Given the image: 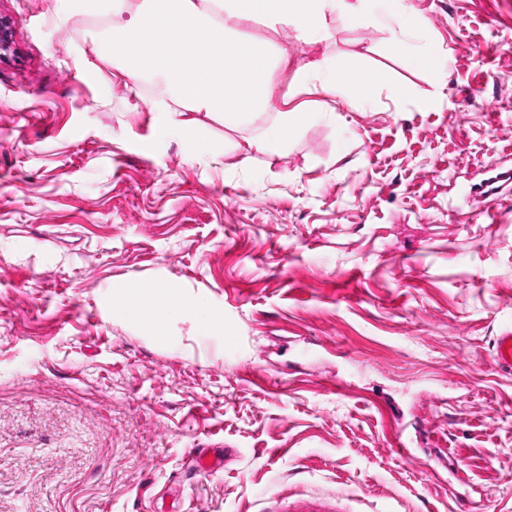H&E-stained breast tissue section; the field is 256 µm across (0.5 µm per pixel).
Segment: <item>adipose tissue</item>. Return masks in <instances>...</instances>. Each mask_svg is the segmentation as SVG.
<instances>
[{"instance_id":"adipose-tissue-1","label":"adipose tissue","mask_w":512,"mask_h":512,"mask_svg":"<svg viewBox=\"0 0 512 512\" xmlns=\"http://www.w3.org/2000/svg\"><path fill=\"white\" fill-rule=\"evenodd\" d=\"M365 0H84L86 8L108 18L105 46L112 75L125 85H148L152 111L167 113L181 138L193 148L209 142L208 120L238 127L264 120L247 139L248 149L281 151L312 114L290 106L276 80L287 50L262 38H247L243 26L259 23L271 31L292 29L297 38L321 44L336 16L361 18ZM296 86L322 88L353 101L368 99L376 76L327 56L296 68ZM130 311L140 314L144 298L165 314L209 321L200 301L172 295L168 287L126 284Z\"/></svg>"}]
</instances>
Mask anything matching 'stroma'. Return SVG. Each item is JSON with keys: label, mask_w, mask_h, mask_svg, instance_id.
<instances>
[{"label": "stroma", "mask_w": 512, "mask_h": 512, "mask_svg": "<svg viewBox=\"0 0 512 512\" xmlns=\"http://www.w3.org/2000/svg\"><path fill=\"white\" fill-rule=\"evenodd\" d=\"M403 5L399 49L376 0L318 47L250 26L377 87L280 75L334 116L275 154L214 120L193 159L113 79L104 15L0 0V512H512V182L480 192L512 169V0ZM138 281L220 325L130 315L113 287ZM380 20L394 28L393 40L396 45L403 42L402 40L413 23L414 25L419 23L418 20L413 21L406 8L397 13H384L381 15ZM293 80L303 90H316L319 86L338 97L362 101L372 95L376 76L369 70H352L321 53L319 57L298 66ZM493 358L501 372L512 374V328H505L495 336Z\"/></svg>", "instance_id": "1"}]
</instances>
